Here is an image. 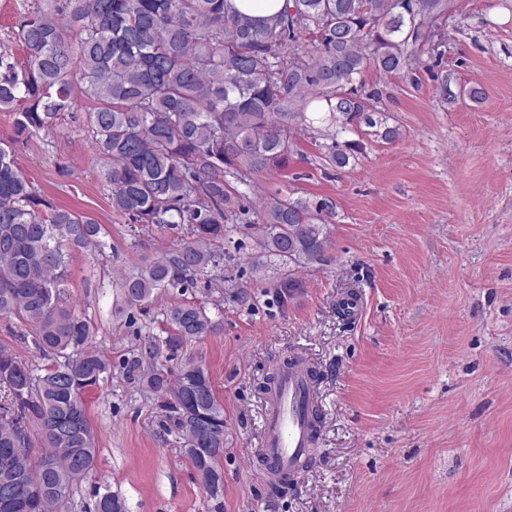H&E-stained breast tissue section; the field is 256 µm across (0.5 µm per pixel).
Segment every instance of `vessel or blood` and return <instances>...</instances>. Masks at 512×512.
I'll use <instances>...</instances> for the list:
<instances>
[{"label": "vessel or blood", "mask_w": 512, "mask_h": 512, "mask_svg": "<svg viewBox=\"0 0 512 512\" xmlns=\"http://www.w3.org/2000/svg\"><path fill=\"white\" fill-rule=\"evenodd\" d=\"M317 387L307 367H282L279 381L270 392L263 416L257 455L266 460L268 482L288 475L298 476L315 452L312 409Z\"/></svg>", "instance_id": "obj_1"}]
</instances>
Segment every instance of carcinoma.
<instances>
[{
  "label": "carcinoma",
  "mask_w": 512,
  "mask_h": 512,
  "mask_svg": "<svg viewBox=\"0 0 512 512\" xmlns=\"http://www.w3.org/2000/svg\"><path fill=\"white\" fill-rule=\"evenodd\" d=\"M447 10L446 0H284L256 19L229 0H65L19 15L14 47H0V110L15 115L12 145H0V317H17L59 361L36 374L0 347V388L11 400L0 408V483L13 488L0 512H68L97 455L84 395L109 370L65 299L71 252L104 253L105 230L46 202L15 145L73 111L82 87L112 211L133 224L188 227L172 256L119 283L121 302L141 307L219 265L212 245L243 197L226 177L245 183L288 168L300 133L324 140L329 166L347 167L362 145L341 135L378 126L362 74L414 70L427 22ZM332 210L325 200L265 198L253 223L256 278L274 266L296 287L292 271L326 252ZM166 322L173 354L214 331L191 302L170 307ZM141 381L161 400L204 490L223 496L224 405L209 371L190 362ZM34 426L44 445L37 457Z\"/></svg>",
  "instance_id": "carcinoma-1"
}]
</instances>
